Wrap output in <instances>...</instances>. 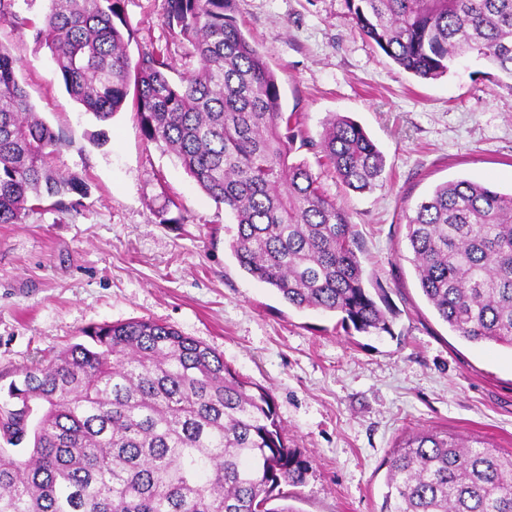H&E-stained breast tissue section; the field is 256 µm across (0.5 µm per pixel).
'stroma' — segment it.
<instances>
[{
    "mask_svg": "<svg viewBox=\"0 0 512 512\" xmlns=\"http://www.w3.org/2000/svg\"><path fill=\"white\" fill-rule=\"evenodd\" d=\"M165 0H122L130 53L169 49L174 74L200 66L164 23ZM246 37L267 53L285 112L318 140L330 115L359 123L385 157L373 191L322 182L345 207L369 287L394 310L392 330L342 329L299 310L247 274L229 247L231 213L178 159L144 138L132 109L105 125L66 92L32 36L49 0H15L0 44L35 112L62 133L58 164L89 186L78 211L41 207L0 224V399L37 360L82 329L137 318L164 322L215 349L267 390L290 447L309 463L278 506L294 512H379L385 461L402 435L475 437L512 452V349L455 336L424 297L405 215L440 183L469 179L512 192V89L470 56L447 76L406 73L356 29L345 0H234ZM174 200L175 221L155 212Z\"/></svg>",
    "mask_w": 512,
    "mask_h": 512,
    "instance_id": "obj_1",
    "label": "stroma"
}]
</instances>
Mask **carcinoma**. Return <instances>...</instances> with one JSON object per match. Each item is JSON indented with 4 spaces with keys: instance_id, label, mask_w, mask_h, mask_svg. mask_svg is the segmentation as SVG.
I'll return each mask as SVG.
<instances>
[{
    "instance_id": "carcinoma-1",
    "label": "carcinoma",
    "mask_w": 512,
    "mask_h": 512,
    "mask_svg": "<svg viewBox=\"0 0 512 512\" xmlns=\"http://www.w3.org/2000/svg\"><path fill=\"white\" fill-rule=\"evenodd\" d=\"M233 0H166L165 23L199 59L169 76L168 49L118 27L120 0H50L33 40L67 92L99 122L127 103L145 139L173 152L236 220L241 268L289 305L391 333L385 298L366 287L354 225L305 161L308 147L345 188L373 189L385 158L334 114L319 142L283 111L268 55L244 35ZM359 32L423 80L467 55L512 81V0H346ZM60 132L34 111L0 45V224L50 202L78 211L88 188L57 168ZM420 289L455 335L512 349V193L469 180L435 188L405 215ZM36 361L0 404V512H295L271 507L308 462L286 442L270 394L224 357L153 319L82 330ZM380 512H512V454L446 432L408 434L390 452Z\"/></svg>"
}]
</instances>
